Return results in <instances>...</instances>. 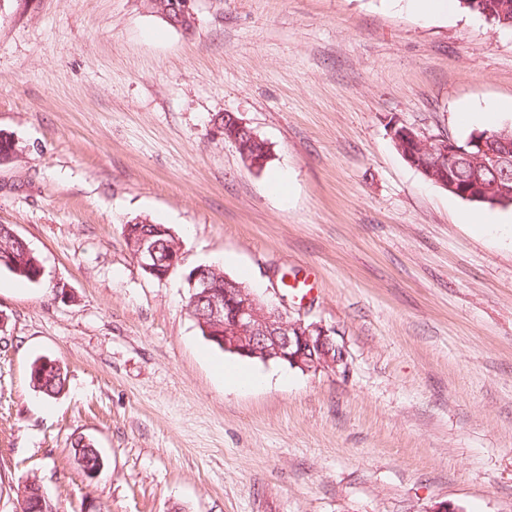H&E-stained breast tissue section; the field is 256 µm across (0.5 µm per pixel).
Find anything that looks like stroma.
I'll list each match as a JSON object with an SVG mask.
<instances>
[{
  "label": "stroma",
  "mask_w": 512,
  "mask_h": 512,
  "mask_svg": "<svg viewBox=\"0 0 512 512\" xmlns=\"http://www.w3.org/2000/svg\"><path fill=\"white\" fill-rule=\"evenodd\" d=\"M195 14L186 35L140 0H0V133L24 148L0 162V224L44 270L0 269V512L33 478L58 512H512V208L449 194L390 134L480 130L465 113L512 101V32L458 0ZM224 113L267 141L263 170L210 136ZM477 210L483 229L460 223ZM137 216L182 244L166 280L126 245ZM199 265L274 303L278 271L311 278L288 312L346 368L212 346L187 311ZM40 356L67 372L52 399ZM41 360L36 359L30 366V381L34 388L45 395L48 398H54L64 389L67 374L63 371L60 365L57 366L56 370L49 371L43 377V370L45 365L42 364L38 367V363ZM42 362H48V359H44Z\"/></svg>",
  "instance_id": "stroma-1"
}]
</instances>
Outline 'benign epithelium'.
<instances>
[{"mask_svg":"<svg viewBox=\"0 0 512 512\" xmlns=\"http://www.w3.org/2000/svg\"><path fill=\"white\" fill-rule=\"evenodd\" d=\"M151 13L183 29L195 24V0H141ZM210 134L215 138L232 141L243 149L247 141L258 142L260 137L242 119L225 116L224 122H214ZM393 141L398 145L402 157L415 169L433 178L450 191L465 197H480L486 194L484 186L476 180L462 184L456 176L458 157L466 154L454 139L428 136L406 125H395L391 129ZM469 146L479 152L483 168L498 172L505 167L507 155L491 149L487 136L476 133ZM124 236L128 249L142 271L150 277L164 281L183 263L180 241L160 249L161 242L152 240L135 223L124 225ZM215 267L199 265L186 276V280L198 304H206L195 317L207 336L221 344L224 351L243 358L288 364L306 372L337 371L346 366V352L336 342L332 330L320 323L304 318L292 319L288 313L272 305L252 292L245 285L224 276V283L212 277ZM75 462L88 474H97L103 464L100 453L90 462L83 457L84 448H75ZM21 512L43 507L51 502L45 490L40 488L30 493L19 491Z\"/></svg>","mask_w":512,"mask_h":512,"instance_id":"benign-epithelium-1","label":"benign epithelium"}]
</instances>
